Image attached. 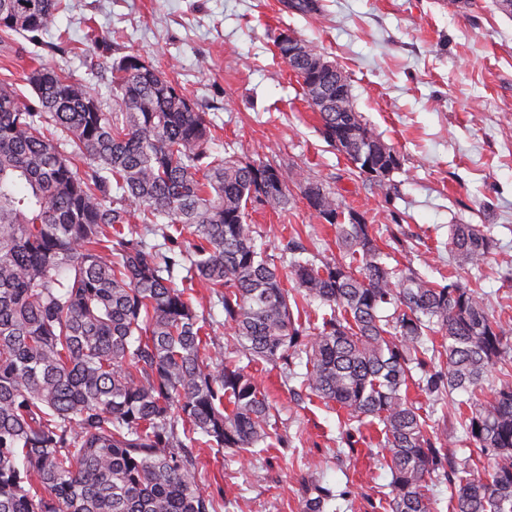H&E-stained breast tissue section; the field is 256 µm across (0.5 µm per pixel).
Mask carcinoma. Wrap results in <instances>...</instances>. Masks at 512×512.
<instances>
[{"instance_id": "obj_1", "label": "carcinoma", "mask_w": 512, "mask_h": 512, "mask_svg": "<svg viewBox=\"0 0 512 512\" xmlns=\"http://www.w3.org/2000/svg\"><path fill=\"white\" fill-rule=\"evenodd\" d=\"M67 8L0 0V32L37 43ZM292 34L274 45L310 101L313 70L288 58ZM27 81L34 111L0 86V512H218L184 448L239 455L266 443L276 414L242 366L260 361L287 380L305 365L309 394L358 422L350 450L361 428L381 434L391 492L380 512H436L428 487L440 476L450 512H512V377L484 398L512 337L477 290L389 266L371 225L300 173L297 189L350 262L295 237L278 258L258 250L248 205L285 208V176L269 161L214 154L206 113L138 55L112 63L106 109L62 70L35 67ZM339 103L313 105L321 136L359 178L386 184L400 158L355 109L348 81ZM179 225L196 238L190 251L146 240L169 243ZM448 246L458 268L479 270L493 240L459 223ZM195 278L224 307L231 357L176 286ZM315 301L330 308L320 324L295 319ZM438 356L444 368H430ZM412 385L468 394L459 421L485 475L427 431ZM334 499L316 484L302 512H329Z\"/></svg>"}]
</instances>
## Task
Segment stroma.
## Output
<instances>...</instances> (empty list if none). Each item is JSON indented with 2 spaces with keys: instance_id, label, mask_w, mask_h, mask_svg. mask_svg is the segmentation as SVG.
<instances>
[{
  "instance_id": "35a3bbf8",
  "label": "stroma",
  "mask_w": 512,
  "mask_h": 512,
  "mask_svg": "<svg viewBox=\"0 0 512 512\" xmlns=\"http://www.w3.org/2000/svg\"><path fill=\"white\" fill-rule=\"evenodd\" d=\"M39 44L0 33V85L34 107L26 77L46 64L108 100L112 63L127 54L172 69L181 90L213 125L217 151L244 162L273 161L288 176L305 172L335 191L344 210L372 224L390 265L413 266L428 281L456 279L482 294L491 318L512 331V18L493 0L467 10L448 0H318L317 13L291 0H71ZM95 29L100 44L85 39ZM289 29L343 70L354 105L402 167L397 194L368 186L322 138L315 112L277 56L274 39ZM69 31L71 44L59 42ZM256 245L282 254L288 239L339 259L336 232L301 197L280 211L255 205ZM489 228L496 247L482 270H450L445 244L457 223ZM248 375L276 409L277 431L294 450L230 455L191 451L199 485L219 512H301L307 485L337 493L339 512H372L391 474L378 442L349 451L344 414L313 396H294L299 379L259 363ZM431 431L461 445L455 421L462 392L448 400L411 389ZM261 481H254L253 472Z\"/></svg>"
}]
</instances>
